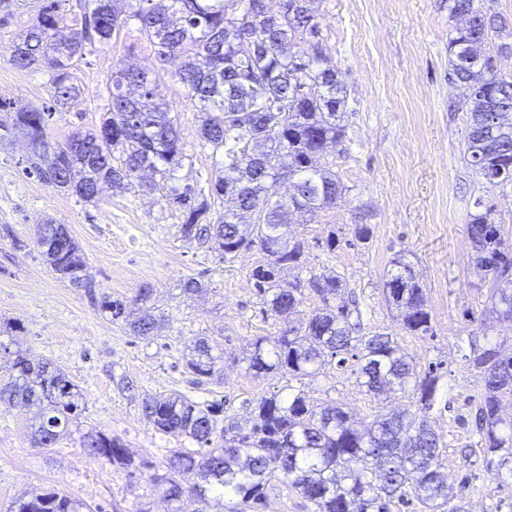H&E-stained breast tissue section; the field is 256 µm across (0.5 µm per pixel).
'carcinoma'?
<instances>
[{
	"label": "carcinoma",
	"mask_w": 512,
	"mask_h": 512,
	"mask_svg": "<svg viewBox=\"0 0 512 512\" xmlns=\"http://www.w3.org/2000/svg\"><path fill=\"white\" fill-rule=\"evenodd\" d=\"M66 2L44 0L34 25L9 48L15 67H43L50 73L52 107L62 108L82 94L73 82L72 57L82 59L93 45L110 43L127 21L135 20L160 64L178 63L172 77L204 114L201 138L224 153V170L206 190L169 184L183 158L173 105L147 72L126 68L110 78L111 108L99 127L77 131L62 143L45 142L52 112L0 103V111L11 119L4 131H24L42 146V155L57 154L55 164L33 162L29 173L92 201L103 183L123 193L141 173L152 172L158 180L146 188L181 210L183 238L209 245L223 260L255 246L267 255L250 280L280 329L255 340L250 372L315 378L330 357L337 368L354 372L362 391L374 399L398 390L414 398L415 409L378 412L360 430L349 411L316 403L302 390L286 397L262 395L256 399L253 424L244 432L223 416L220 404L201 406L183 394L146 397L143 413L155 428L204 447L173 452L167 472L154 478L167 501L177 503L187 495L204 499L210 491L234 501L233 512H244L260 504L267 482L279 475L315 512H393L414 502L424 512H465L462 498L448 484L442 435L428 422L439 377L431 371L419 375L397 335L361 334V313L346 302L340 275L292 274L302 266L304 244L292 236L291 226L310 223L334 206L343 191L336 173L322 164L327 149L345 137V96L336 68L322 52L314 0H279L273 14L265 0H89L78 27L69 38L57 40L54 32L64 20ZM475 2L448 0L450 18L470 16L448 32V79L479 85L466 103L465 152L486 183L504 186L512 184V76L502 73L500 62L512 54V46L485 50L501 25L497 15L478 9ZM75 138L87 142L91 159L69 153ZM282 176L296 183V191L284 201L273 200L270 184ZM227 189L236 194V210L213 222L212 206ZM474 209L468 235L477 266L491 280L492 313L511 322L512 251L502 246L491 207L478 198ZM35 245L60 278L75 288L87 287L84 257L64 226L43 225ZM394 265L396 272L384 284L387 300L400 309L404 332L425 336L432 325L423 289L410 264L397 259ZM309 298L318 306L306 320L290 321ZM150 300V289L143 288L129 302L104 295L100 307L112 320H123L134 335L152 336L161 316L148 306ZM468 363L482 384L476 433L499 489L512 480V417L500 414L503 401L512 402V355L495 346L476 347ZM186 366L194 383L201 384L221 374L224 350L201 338ZM10 369L11 381L0 388V405L41 406L31 444L53 447L81 414L74 385L51 363L34 365L18 351L12 353ZM79 447L109 464L132 466L119 439L100 431L84 434ZM191 471L200 482L186 486L181 476ZM83 508L67 495L43 491L16 499L8 512Z\"/></svg>",
	"instance_id": "obj_1"
}]
</instances>
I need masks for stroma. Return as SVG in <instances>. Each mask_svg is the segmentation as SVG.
Instances as JSON below:
<instances>
[{"label":"stroma","instance_id":"1","mask_svg":"<svg viewBox=\"0 0 512 512\" xmlns=\"http://www.w3.org/2000/svg\"><path fill=\"white\" fill-rule=\"evenodd\" d=\"M43 0H16L0 26V102L39 108L54 94L46 69H19L9 60L16 37L36 20ZM322 46L347 96L346 138L328 162L344 185L336 204L294 232L306 244L304 274L336 272L354 291L367 330L399 334L418 372L434 371L439 391L430 412L444 437L448 481L460 488L466 512H512V491L493 489L482 454L476 453L472 408L480 384L467 359L473 345L494 344L512 352V322L496 318L489 283L473 260L467 224L476 197H488L501 236L512 244V185L484 184L464 155L468 134V88L448 79V0H315ZM127 65L159 80L178 115L183 147L174 184L207 185L224 165L200 137L201 114L161 66L153 46L129 22L118 37L97 47L75 72L82 94L54 113L50 143L99 125L108 108L106 84ZM33 148L22 135L0 139V345L32 362H51L74 384L80 418L54 447L30 442L36 407L0 411V512L31 491L56 489L92 512H170L152 477L164 474L177 450L197 445L156 429L143 415L145 397L182 393L199 403L220 402L242 429L253 420L259 395L304 391L310 398L349 408L358 425L378 410H401L406 393L369 399L350 373L328 363L305 380L249 373L253 342L270 336L278 320L264 313L249 279L266 260L259 249L225 261L180 235L182 216L159 194L135 187L104 188L86 202L55 184L27 174ZM44 224H61L79 245L92 289L74 288L54 274L34 245ZM371 229L356 241L355 225ZM335 234L336 249L323 246ZM404 256L424 290L433 335L402 333L399 309L384 296L392 261ZM205 285L184 295V280ZM152 291L163 325L156 336L133 335L99 306L102 296L132 298ZM206 338L228 359L221 377L194 385L186 369L194 344ZM96 430L119 438L132 468L101 462L79 446ZM473 448L470 462L459 455Z\"/></svg>","mask_w":512,"mask_h":512}]
</instances>
